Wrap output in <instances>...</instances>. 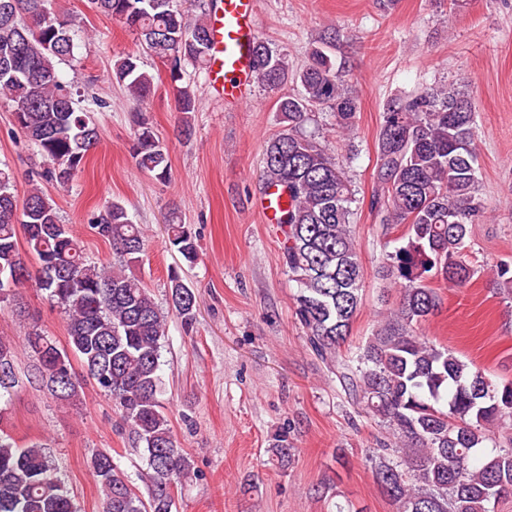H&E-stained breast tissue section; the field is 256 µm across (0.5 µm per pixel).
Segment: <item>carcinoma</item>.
Masks as SVG:
<instances>
[{"instance_id": "cac0c4a2", "label": "carcinoma", "mask_w": 512, "mask_h": 512, "mask_svg": "<svg viewBox=\"0 0 512 512\" xmlns=\"http://www.w3.org/2000/svg\"><path fill=\"white\" fill-rule=\"evenodd\" d=\"M95 11L135 32L147 52L169 65L178 109L197 111L184 83V64L207 65L212 38L208 13L193 16L182 0H90ZM72 17L54 0H0V97L11 104L26 141L43 157L38 178L65 189L100 140L81 94L63 80L59 65L74 57ZM334 41L311 49L305 65L288 70L285 58L256 38L253 65L258 81L277 91L292 79L297 95L277 100L282 129L267 142L264 190L286 197L277 210L283 235L282 263L298 286L295 315L309 342L333 363L351 402L386 427L392 441L379 443L374 476L398 512H493L512 495V382L493 381L473 363L423 336L422 327L441 309L434 284L466 285L476 270L467 259L470 224L484 214L475 149V107L456 88H424L389 98L377 132L371 208L388 230L404 226L385 253L379 276L402 290L399 308L358 351L336 358L362 305L364 272L352 226L355 190L342 164L300 124L312 109L334 117L333 130L351 135L358 98L344 88L342 71L329 54ZM112 78L128 91L134 109L132 157L137 167L166 181L171 165L149 117L142 110L154 76L138 54L119 57ZM14 174L0 167V305L33 282L68 317L69 349L31 330L34 361L30 383L44 384L63 403L78 397L75 372L56 380L57 364L72 367L74 354L97 387L112 398L135 449L148 464L144 490L129 484L113 455L98 450L89 470L103 492V512H173L175 491L198 475L194 456L175 440L159 400L165 316L150 288L132 273L141 266L143 233L119 202L104 206L93 229L117 258L106 267L88 258L51 196L32 188L23 203ZM167 246L187 265L198 244L191 225L171 215ZM27 249H18V235ZM39 261L30 265L29 258ZM493 274L512 295V262ZM169 308L192 323L196 294L180 269L168 273ZM15 346L0 337V368H14ZM493 450L477 457L479 449ZM0 512H78L46 444L18 443L0 424Z\"/></svg>"}]
</instances>
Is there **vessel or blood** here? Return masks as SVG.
<instances>
[{
	"label": "vessel or blood",
	"instance_id": "obj_1",
	"mask_svg": "<svg viewBox=\"0 0 512 512\" xmlns=\"http://www.w3.org/2000/svg\"><path fill=\"white\" fill-rule=\"evenodd\" d=\"M258 22L259 0H223L220 13L210 17L209 79L221 87L225 102L235 108L253 97L252 46Z\"/></svg>",
	"mask_w": 512,
	"mask_h": 512
}]
</instances>
